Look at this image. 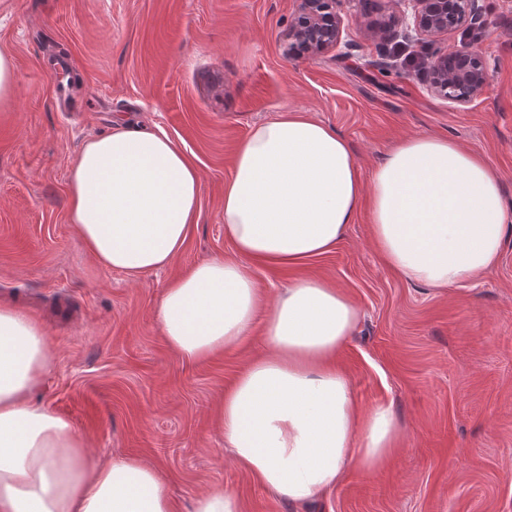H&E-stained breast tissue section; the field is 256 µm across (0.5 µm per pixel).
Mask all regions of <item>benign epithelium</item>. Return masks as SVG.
Segmentation results:
<instances>
[{"label":"benign epithelium","mask_w":512,"mask_h":512,"mask_svg":"<svg viewBox=\"0 0 512 512\" xmlns=\"http://www.w3.org/2000/svg\"><path fill=\"white\" fill-rule=\"evenodd\" d=\"M342 0H299L298 11L288 26L289 53L314 56L336 46L341 33L338 5ZM395 10L413 5L414 31L436 37L481 20L480 0H389ZM424 74L434 94L466 103L481 95L488 72L481 53L465 47L452 53L435 51L425 63Z\"/></svg>","instance_id":"benign-epithelium-1"}]
</instances>
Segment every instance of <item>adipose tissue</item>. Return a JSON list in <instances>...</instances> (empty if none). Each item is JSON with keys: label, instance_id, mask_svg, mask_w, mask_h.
I'll list each match as a JSON object with an SVG mask.
<instances>
[{"label": "adipose tissue", "instance_id": "ef3b65f1", "mask_svg": "<svg viewBox=\"0 0 512 512\" xmlns=\"http://www.w3.org/2000/svg\"><path fill=\"white\" fill-rule=\"evenodd\" d=\"M199 182L163 130L128 122L84 145L68 181L69 222L104 269L135 278L179 256ZM364 203L386 265L439 289L493 267L512 227L497 172L455 141L406 138L365 180L341 135L287 112L253 126L232 157L224 232L235 257L196 265L157 310L166 343L189 362L239 345L261 324L267 351L221 397L216 425L244 473L296 504L348 469L385 467L402 431L392 407L361 408L335 365L360 320L347 294L301 279L265 307L253 266L334 250ZM52 364L46 330L0 305V512H173L161 471L133 457L97 461L68 421L31 403Z\"/></svg>", "mask_w": 512, "mask_h": 512}]
</instances>
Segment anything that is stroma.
Segmentation results:
<instances>
[{
    "instance_id": "1",
    "label": "stroma",
    "mask_w": 512,
    "mask_h": 512,
    "mask_svg": "<svg viewBox=\"0 0 512 512\" xmlns=\"http://www.w3.org/2000/svg\"><path fill=\"white\" fill-rule=\"evenodd\" d=\"M472 40L410 35L428 55L469 45L489 65L465 104L433 94L376 32L387 0H343L336 47L288 56L297 0H0V48L16 62L0 106V301L51 336L53 366L33 400L66 419L100 460L133 456L167 478L175 512L214 485L243 512H512V233L498 263L439 293L389 269L361 209L337 247L292 269L258 265L263 303L296 278L326 279L360 311L336 356L362 406H392L402 445L380 471L348 470L314 502L275 498L224 451L216 404L266 352L261 326L237 348L191 363L156 316L195 265L231 258L224 183L251 128L305 112L341 134L370 177L412 135L482 156L512 209V0H485ZM73 68L75 112H59L50 68ZM135 121L161 128L200 173V217L170 265L130 280L103 269L68 222V177L83 145Z\"/></svg>"
}]
</instances>
